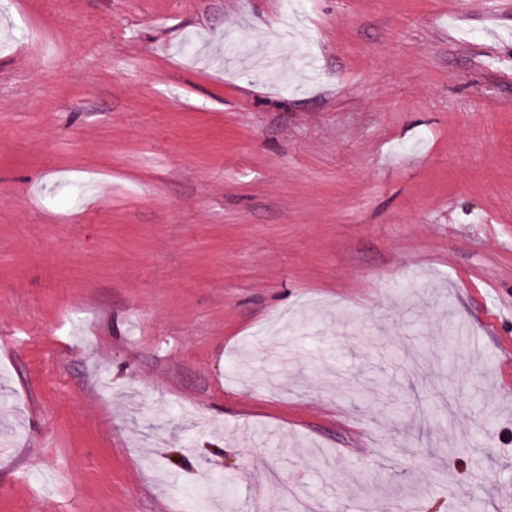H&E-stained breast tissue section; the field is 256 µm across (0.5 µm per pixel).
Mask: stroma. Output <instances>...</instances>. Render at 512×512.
<instances>
[{"instance_id":"obj_1","label":"stroma","mask_w":512,"mask_h":512,"mask_svg":"<svg viewBox=\"0 0 512 512\" xmlns=\"http://www.w3.org/2000/svg\"><path fill=\"white\" fill-rule=\"evenodd\" d=\"M206 492L512 512V0H0V512Z\"/></svg>"}]
</instances>
